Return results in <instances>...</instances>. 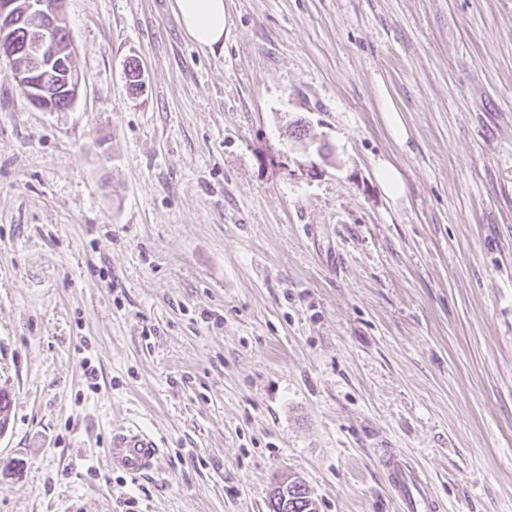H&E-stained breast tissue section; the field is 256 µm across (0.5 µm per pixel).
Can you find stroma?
I'll list each match as a JSON object with an SVG mask.
<instances>
[{
  "label": "stroma",
  "instance_id": "1",
  "mask_svg": "<svg viewBox=\"0 0 512 512\" xmlns=\"http://www.w3.org/2000/svg\"><path fill=\"white\" fill-rule=\"evenodd\" d=\"M225 5L209 49L174 0H68L61 112L0 62V512H268L288 477L398 512L383 448L512 512V0ZM130 423L141 478L105 465ZM377 177L391 198L401 195L403 180L400 172L394 165L388 162L381 163L377 169ZM162 448L152 432L137 425L114 431L107 448V464L133 478L153 470Z\"/></svg>",
  "mask_w": 512,
  "mask_h": 512
}]
</instances>
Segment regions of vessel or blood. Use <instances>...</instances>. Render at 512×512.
Listing matches in <instances>:
<instances>
[{
	"label": "vessel or blood",
	"instance_id": "1",
	"mask_svg": "<svg viewBox=\"0 0 512 512\" xmlns=\"http://www.w3.org/2000/svg\"><path fill=\"white\" fill-rule=\"evenodd\" d=\"M161 451L155 434L132 425L113 432L107 449V464L138 478L153 470ZM379 463L400 512H440L441 504L429 484L397 451L384 449Z\"/></svg>",
	"mask_w": 512,
	"mask_h": 512
}]
</instances>
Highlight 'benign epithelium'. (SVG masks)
<instances>
[{
	"label": "benign epithelium",
	"instance_id": "obj_1",
	"mask_svg": "<svg viewBox=\"0 0 512 512\" xmlns=\"http://www.w3.org/2000/svg\"><path fill=\"white\" fill-rule=\"evenodd\" d=\"M67 0H0V51L19 55L22 64L14 72L18 87L26 92L28 101L42 112H56V95L41 71L56 66L64 69L66 89L71 100L79 97L81 78L75 67L72 47L58 45L54 32L66 22ZM19 19L27 28L22 47H17L10 34L11 22Z\"/></svg>",
	"mask_w": 512,
	"mask_h": 512
}]
</instances>
